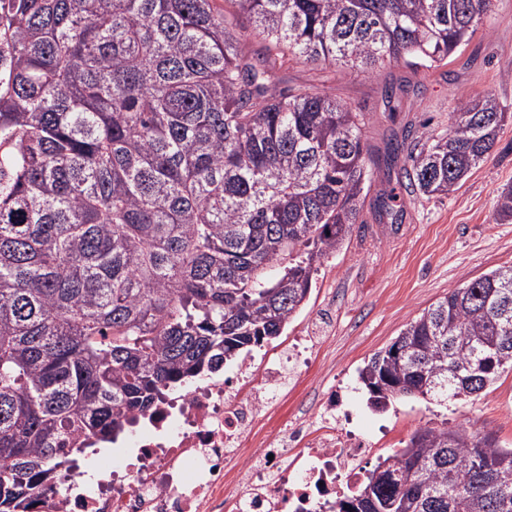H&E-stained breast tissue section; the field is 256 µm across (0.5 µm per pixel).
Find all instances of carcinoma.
Here are the masks:
<instances>
[{
    "mask_svg": "<svg viewBox=\"0 0 512 512\" xmlns=\"http://www.w3.org/2000/svg\"><path fill=\"white\" fill-rule=\"evenodd\" d=\"M217 0H0V512H29L97 441L283 334L382 168L447 195L507 118L373 154L363 113L278 90ZM281 63L431 68L493 0H233ZM495 221L512 223V186ZM280 268L277 278L267 270ZM512 368V265L448 294L360 371L370 406L478 397ZM336 512H512V448L423 427Z\"/></svg>",
    "mask_w": 512,
    "mask_h": 512,
    "instance_id": "cac0c4a2",
    "label": "carcinoma"
}]
</instances>
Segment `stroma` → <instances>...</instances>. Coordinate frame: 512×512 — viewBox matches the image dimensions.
<instances>
[{"label": "stroma", "instance_id": "obj_1", "mask_svg": "<svg viewBox=\"0 0 512 512\" xmlns=\"http://www.w3.org/2000/svg\"><path fill=\"white\" fill-rule=\"evenodd\" d=\"M510 62L512 0H494L475 37L438 67L412 68L400 61L369 76L292 62L277 68L276 76L278 88L314 89L361 107L366 138L380 150L408 129L428 137L443 134L462 95L493 92L512 114ZM399 172L392 167L372 185L360 223L323 260L306 306L286 331L313 339L312 371L289 401V413L309 420L330 395L341 396L377 449L365 464L369 470L425 426L462 425L494 434L502 447L512 448L510 368L473 400L430 404L401 398L383 412L369 408L359 380L365 360L448 289L512 264V223L494 221L497 196L512 185V117L488 158L456 191L432 198L405 192L395 215L378 217L376 199L395 186Z\"/></svg>", "mask_w": 512, "mask_h": 512}]
</instances>
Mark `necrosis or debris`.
Returning <instances> with one entry per match:
<instances>
[{
    "label": "necrosis or debris",
    "mask_w": 512,
    "mask_h": 512,
    "mask_svg": "<svg viewBox=\"0 0 512 512\" xmlns=\"http://www.w3.org/2000/svg\"><path fill=\"white\" fill-rule=\"evenodd\" d=\"M303 364L295 343L200 377L97 454L96 482L85 484L75 466L30 512H332L372 452L343 428L335 399L313 422L285 416L271 430L256 427L262 409L286 402ZM246 448L256 455L243 473Z\"/></svg>",
    "instance_id": "4bbe7bcc"
}]
</instances>
